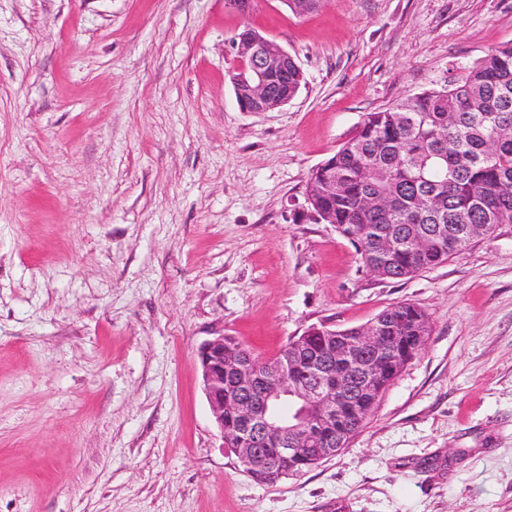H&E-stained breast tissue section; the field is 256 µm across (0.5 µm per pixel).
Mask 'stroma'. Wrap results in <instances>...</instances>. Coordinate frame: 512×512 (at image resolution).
Here are the masks:
<instances>
[{
  "label": "stroma",
  "mask_w": 512,
  "mask_h": 512,
  "mask_svg": "<svg viewBox=\"0 0 512 512\" xmlns=\"http://www.w3.org/2000/svg\"><path fill=\"white\" fill-rule=\"evenodd\" d=\"M246 24L304 75L273 112L227 77ZM510 42L512 0H0V512H512V224L383 280L304 214L366 114ZM402 302L431 333L348 447L244 473L200 343Z\"/></svg>",
  "instance_id": "obj_1"
}]
</instances>
